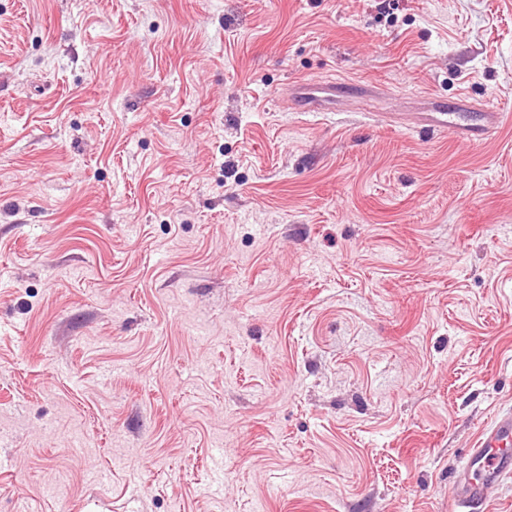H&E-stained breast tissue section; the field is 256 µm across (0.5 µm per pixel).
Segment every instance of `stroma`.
I'll return each mask as SVG.
<instances>
[{
  "label": "stroma",
  "mask_w": 512,
  "mask_h": 512,
  "mask_svg": "<svg viewBox=\"0 0 512 512\" xmlns=\"http://www.w3.org/2000/svg\"><path fill=\"white\" fill-rule=\"evenodd\" d=\"M511 410L512 0H0V512H455ZM473 110H484V108L477 107L467 98H457L453 101L436 100L433 106L434 112L426 113V125L450 129L469 142H477L494 130L501 116L498 112H480L484 120L482 124H465L464 118Z\"/></svg>",
  "instance_id": "stroma-1"
}]
</instances>
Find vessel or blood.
<instances>
[{"instance_id":"obj_1","label":"vessel or blood","mask_w":512,"mask_h":512,"mask_svg":"<svg viewBox=\"0 0 512 512\" xmlns=\"http://www.w3.org/2000/svg\"><path fill=\"white\" fill-rule=\"evenodd\" d=\"M473 109V104L465 98L438 100L426 122L428 126L448 129L467 141L477 142L493 131L500 115L487 112L482 123H466L465 118ZM511 478L512 413L485 426L476 448L469 450L467 463L455 481L457 512H486L489 489Z\"/></svg>"}]
</instances>
